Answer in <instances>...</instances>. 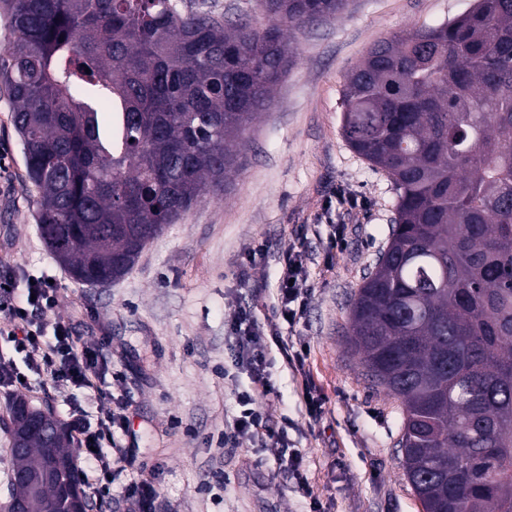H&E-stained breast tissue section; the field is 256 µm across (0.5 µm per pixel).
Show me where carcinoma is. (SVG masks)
<instances>
[{"label": "carcinoma", "mask_w": 512, "mask_h": 512, "mask_svg": "<svg viewBox=\"0 0 512 512\" xmlns=\"http://www.w3.org/2000/svg\"><path fill=\"white\" fill-rule=\"evenodd\" d=\"M0 0V83L39 195L43 243L79 282L124 277L167 224L242 167L294 64L286 32L348 0ZM342 131L398 191L350 342L403 408L424 512H512V0L375 43L345 78ZM10 496L91 512L71 435L15 397Z\"/></svg>", "instance_id": "carcinoma-1"}]
</instances>
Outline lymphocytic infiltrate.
<instances>
[{
	"mask_svg": "<svg viewBox=\"0 0 512 512\" xmlns=\"http://www.w3.org/2000/svg\"><path fill=\"white\" fill-rule=\"evenodd\" d=\"M284 272L275 309L288 323L296 325L305 316L311 288L300 251L283 253ZM23 303L0 306V335L9 337L16 352L22 354L28 369L37 375L41 386L76 390L79 400L70 402L67 423L74 433L85 465L80 478L89 497L111 491L126 503L128 512H159V493L155 485L129 477L136 450L123 445L129 426L123 405L102 408L109 396L111 368L94 347L82 343L71 322L52 318L58 304V288L48 276L34 277L26 288ZM238 365L249 372L251 387L239 393V416L224 434V444L236 447L243 439L286 440V427H273L263 403L273 394L271 361L265 334L252 310L241 309L232 332ZM99 403L96 420H88L85 407Z\"/></svg>",
	"mask_w": 512,
	"mask_h": 512,
	"instance_id": "lymphocytic-infiltrate-1",
	"label": "lymphocytic infiltrate"
}]
</instances>
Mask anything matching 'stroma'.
I'll return each mask as SVG.
<instances>
[{
    "instance_id": "35a3bbf8",
    "label": "stroma",
    "mask_w": 512,
    "mask_h": 512,
    "mask_svg": "<svg viewBox=\"0 0 512 512\" xmlns=\"http://www.w3.org/2000/svg\"><path fill=\"white\" fill-rule=\"evenodd\" d=\"M473 0H349L341 16L296 33V64L255 121L245 161L225 190L166 225L129 273L99 286L73 281L45 248L21 141L0 109V273L24 289L27 275L58 277L57 317L75 323L106 355L111 391L128 405L138 451L132 474L156 484L161 512H308L293 481L275 471V440L216 441L250 375L234 365L229 327L253 306L263 328L287 246L306 254L313 287L291 328L325 400L310 423L302 378L272 351L267 409L288 419L323 512H423L403 476L399 400L373 387L349 345L351 302L386 249L397 192L387 174L347 143L341 128L347 73L378 40L468 11ZM355 201L343 213L337 194ZM343 227L341 250L330 236Z\"/></svg>"
}]
</instances>
